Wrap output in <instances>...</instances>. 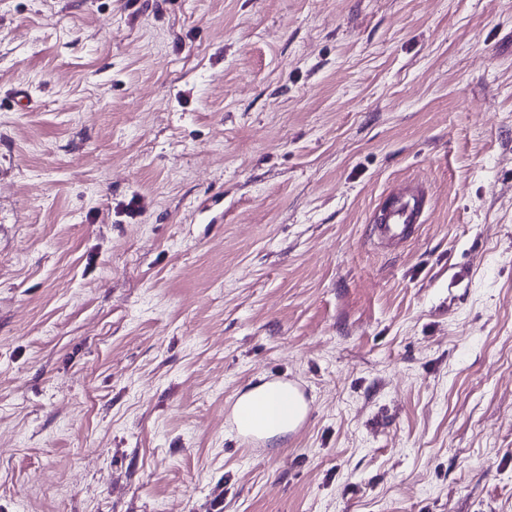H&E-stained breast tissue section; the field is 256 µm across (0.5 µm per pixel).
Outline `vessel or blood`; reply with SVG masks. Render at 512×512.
<instances>
[{
    "instance_id": "b4317fda",
    "label": "vessel or blood",
    "mask_w": 512,
    "mask_h": 512,
    "mask_svg": "<svg viewBox=\"0 0 512 512\" xmlns=\"http://www.w3.org/2000/svg\"><path fill=\"white\" fill-rule=\"evenodd\" d=\"M425 202L421 189L394 192L374 215L377 244L391 248L406 241L414 225L422 221Z\"/></svg>"
}]
</instances>
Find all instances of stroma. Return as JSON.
Returning a JSON list of instances; mask_svg holds the SVG:
<instances>
[{
	"label": "stroma",
	"mask_w": 512,
	"mask_h": 512,
	"mask_svg": "<svg viewBox=\"0 0 512 512\" xmlns=\"http://www.w3.org/2000/svg\"><path fill=\"white\" fill-rule=\"evenodd\" d=\"M0 512H512V0H0ZM426 194L421 189L399 190L374 215L376 243L385 248L407 240L415 224L422 222ZM288 385L265 383L243 393L236 404V414L243 417L262 437L272 438L292 432L306 413L303 398L288 397ZM290 400V402H289Z\"/></svg>",
	"instance_id": "1"
}]
</instances>
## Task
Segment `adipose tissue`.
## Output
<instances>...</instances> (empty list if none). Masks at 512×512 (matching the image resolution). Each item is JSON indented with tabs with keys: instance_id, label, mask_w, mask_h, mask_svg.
Listing matches in <instances>:
<instances>
[{
	"instance_id": "obj_1",
	"label": "adipose tissue",
	"mask_w": 512,
	"mask_h": 512,
	"mask_svg": "<svg viewBox=\"0 0 512 512\" xmlns=\"http://www.w3.org/2000/svg\"><path fill=\"white\" fill-rule=\"evenodd\" d=\"M302 397H289L284 383H265L243 393L236 412L261 436L272 438L292 432L306 413Z\"/></svg>"
}]
</instances>
